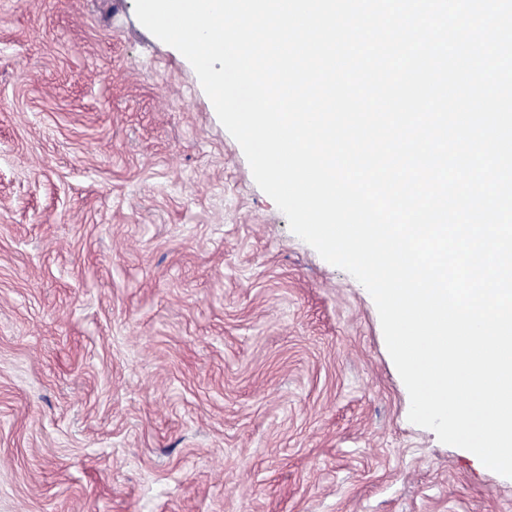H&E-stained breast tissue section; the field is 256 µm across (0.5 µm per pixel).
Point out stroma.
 I'll return each instance as SVG.
<instances>
[{
  "instance_id": "1",
  "label": "stroma",
  "mask_w": 512,
  "mask_h": 512,
  "mask_svg": "<svg viewBox=\"0 0 512 512\" xmlns=\"http://www.w3.org/2000/svg\"><path fill=\"white\" fill-rule=\"evenodd\" d=\"M409 408L134 0H0V512H512Z\"/></svg>"
}]
</instances>
